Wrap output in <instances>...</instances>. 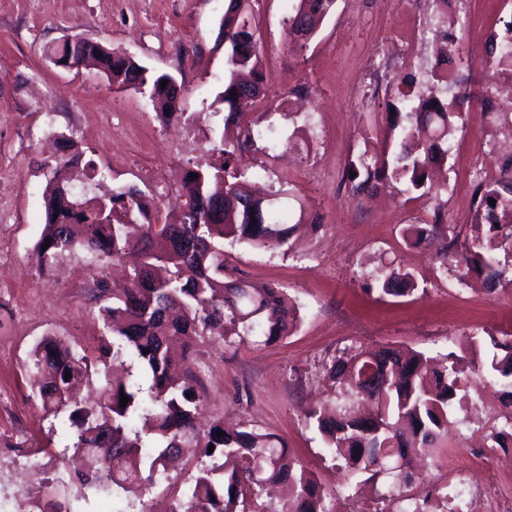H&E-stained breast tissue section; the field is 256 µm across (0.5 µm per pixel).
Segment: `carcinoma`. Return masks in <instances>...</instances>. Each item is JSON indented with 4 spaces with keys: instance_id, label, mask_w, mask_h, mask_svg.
<instances>
[{
    "instance_id": "carcinoma-1",
    "label": "carcinoma",
    "mask_w": 512,
    "mask_h": 512,
    "mask_svg": "<svg viewBox=\"0 0 512 512\" xmlns=\"http://www.w3.org/2000/svg\"><path fill=\"white\" fill-rule=\"evenodd\" d=\"M249 0H228L221 27L229 76L219 102L224 125L240 121L239 103L266 95L260 42L250 26ZM336 0H298L288 19V34L307 42L333 11ZM83 49L101 74L114 85L135 79V90L148 89L162 120L180 117L170 111L158 74L133 58L100 43L85 41ZM485 67L512 68V22L502 36H491ZM448 77L426 80L417 89H393L386 104L395 146L381 156L363 151L346 166L345 181L359 195L373 180H392L406 195L435 201L432 219L402 229L405 244L437 245L443 274L452 270L463 281L475 274L495 289L512 286V177L493 185L474 186L477 212L486 223L483 235L462 237L447 223L438 192L428 184L429 170L448 155V136L462 119L463 101L445 97ZM66 159L44 169L48 180L46 224L33 260L40 271L65 254L84 248L102 263L123 262L129 270L125 288L108 292L96 283L97 298L112 297L102 307L112 338L103 337L91 356H77L52 338L39 341L28 365L39 377L42 409L69 422L70 448L61 451L82 489L107 496L131 486L151 491L165 476L166 462L186 443L202 449L211 463L196 468L187 489L173 497L172 512H336V494L288 454L276 435L243 426L224 430L217 420L200 432L195 416L201 404L193 349L205 340L259 336L272 344L292 335L300 318L296 302L279 286L261 288L227 273L224 241L259 249L275 239L288 243L294 225L266 213L268 202L255 197L248 183L253 175L243 154L253 143L246 128L234 140L220 138L208 149L217 160L187 170L182 178L184 203L176 223L158 222L145 192L125 185L107 199L76 196L61 178V169L83 167L95 172L93 161L77 142L61 134ZM356 176H350V172ZM196 173L198 177L190 178ZM495 205H490L489 200ZM48 248H43L45 242ZM384 295L406 297L416 290L412 271L391 261L369 283ZM493 349L481 371L496 378L512 405V334L483 337L471 334L468 346ZM138 361L148 387L120 374L128 359ZM373 365L379 383L371 394L360 384ZM333 395L306 416L305 423L322 435L325 451L353 477L374 481L390 478L383 499L403 501V489L415 473L393 472L388 461L396 448H435L446 436L451 410L469 401L467 368L450 352L437 358L425 351L399 347L367 350L350 346L325 363ZM71 377H65V372ZM101 378L98 400L79 401L81 387ZM127 396L121 406V396ZM142 427L133 429L131 417ZM488 438L493 448L512 447V411ZM214 450H209V446Z\"/></svg>"
}]
</instances>
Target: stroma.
Listing matches in <instances>:
<instances>
[{
    "instance_id": "35a3bbf8",
    "label": "stroma",
    "mask_w": 512,
    "mask_h": 512,
    "mask_svg": "<svg viewBox=\"0 0 512 512\" xmlns=\"http://www.w3.org/2000/svg\"><path fill=\"white\" fill-rule=\"evenodd\" d=\"M337 0L336 8L306 46L290 41L286 20L296 0H251L249 16L261 37L266 97L243 117L263 137L245 156L262 183L286 180L278 206L302 223L291 250L226 246V259L239 277L257 286L286 288L301 316L298 329L272 345L256 337L232 343L206 341L195 348L202 367L200 421L223 419L225 427L248 422L284 439L293 458L336 493L339 512H367L377 496L364 487L351 497L348 477L323 450L304 411L322 401L328 384L323 359L348 346L411 347L455 353L475 362L465 337L487 331L512 332V288L467 299L452 275H438L433 252L406 246L402 228L417 223L421 201L406 199L384 182L370 183L363 198L338 185L348 155L382 150L388 124L385 95H356L365 64L380 84L394 86L404 75L423 77L437 60L431 44L444 32L429 27L436 0ZM228 0H0V432L23 423L26 452L42 467L24 473L31 500L20 499L8 478L0 479V512H39L48 501L76 512H136L138 499L123 493L78 500L72 475L56 479L57 453L68 423L41 409L26 367L28 353L53 335L73 352H88L105 332L99 306L90 299L92 279L120 284L117 267H102L85 252L59 259L39 273L33 250L44 229L47 179L42 165L54 152L47 131L73 135L103 176L84 184L96 196L134 184L160 207L161 220L178 216L177 190L188 168L205 163L219 140L221 116L214 102L228 74L220 23ZM462 37L476 29H503L512 21V0H449ZM78 34L123 52L185 87L181 111L198 121L201 136L185 139L179 122L160 123L148 93L113 88L94 70L69 71L52 61L54 49ZM486 47L465 50L470 63L451 66L449 95L480 92ZM485 130L465 122L448 142L449 183H460L468 163L464 146H476ZM302 144L286 152L285 142ZM324 227L316 231L314 220ZM397 261L415 274L418 289L404 298L369 291V275ZM471 405L448 427L446 449L425 457L414 490L444 488L438 470L444 450L471 453L487 444L491 427L506 411L500 386L473 378Z\"/></svg>"
}]
</instances>
